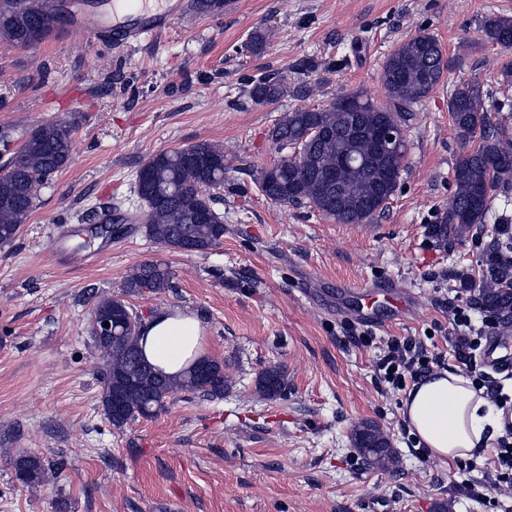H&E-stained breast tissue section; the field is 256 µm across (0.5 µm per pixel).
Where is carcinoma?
<instances>
[{"label": "carcinoma", "instance_id": "obj_1", "mask_svg": "<svg viewBox=\"0 0 512 512\" xmlns=\"http://www.w3.org/2000/svg\"><path fill=\"white\" fill-rule=\"evenodd\" d=\"M192 11L215 15L224 0H190ZM58 0H0V45L31 47L46 40L58 18ZM487 39L512 49V18L493 16L485 21ZM447 62L440 42L419 33L400 44L385 58L380 79L386 102L378 104L362 92L336 99L330 105L298 107L278 121L271 137L279 150L301 149L299 162L284 155L276 178L263 168L254 182L261 194L280 205L312 204L325 218L343 224H362L384 208L399 183L405 152L380 153L374 133L385 121L407 125L415 106L440 84ZM305 98L306 85H288V75L263 77L254 82L249 97L257 105H272L286 94ZM483 86L471 81L448 100L457 138L469 147L457 162L455 190L448 210L432 233L442 241L459 237L475 224H497L492 210L497 193L512 189V109L493 102ZM74 128L64 121H42L24 132L12 153L13 169L0 181V245L12 244L35 208L41 189L70 163ZM344 155L357 170L338 168ZM224 148L201 141L162 151L149 159L147 173L137 171L136 191L142 209L141 223L154 242L181 252H200L219 245L224 236V215L214 208L224 189ZM473 301L483 312L512 313V236L500 234L482 260L479 281L465 278ZM125 294L143 290L164 294L172 288V272L162 263L134 267L124 279ZM93 312L112 320L108 340L92 337L103 365L100 370L101 403L109 422L118 428L139 419H151L178 393L221 396L228 380L224 365L209 373L200 371L203 360L191 364L179 378L159 373L144 358L139 346L140 323L125 300L88 293ZM285 371L265 368L257 379V392L273 399L285 389ZM122 393V409L112 411V393ZM354 447L370 464L389 470L397 457L388 436L375 424L365 423L353 434ZM16 479L38 485L56 474V467L34 454L12 462Z\"/></svg>", "mask_w": 512, "mask_h": 512}]
</instances>
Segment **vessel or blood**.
<instances>
[{
  "instance_id": "obj_1",
  "label": "vessel or blood",
  "mask_w": 512,
  "mask_h": 512,
  "mask_svg": "<svg viewBox=\"0 0 512 512\" xmlns=\"http://www.w3.org/2000/svg\"><path fill=\"white\" fill-rule=\"evenodd\" d=\"M183 7V0H113L112 20L78 10L70 23L93 36L114 31L124 39L138 40L159 33L173 12ZM482 358L490 370L512 373V343L504 337H489L484 343Z\"/></svg>"
}]
</instances>
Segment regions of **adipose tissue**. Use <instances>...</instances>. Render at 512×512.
<instances>
[{
  "label": "adipose tissue",
  "instance_id": "ef3b65f1",
  "mask_svg": "<svg viewBox=\"0 0 512 512\" xmlns=\"http://www.w3.org/2000/svg\"><path fill=\"white\" fill-rule=\"evenodd\" d=\"M139 345L145 359L170 376L182 374L207 355L200 320L180 309L155 313L144 325ZM404 407L418 444L441 463L471 458L481 447L492 448L503 422L502 410L477 392L468 378L450 371L433 373L415 385Z\"/></svg>",
  "mask_w": 512,
  "mask_h": 512
}]
</instances>
